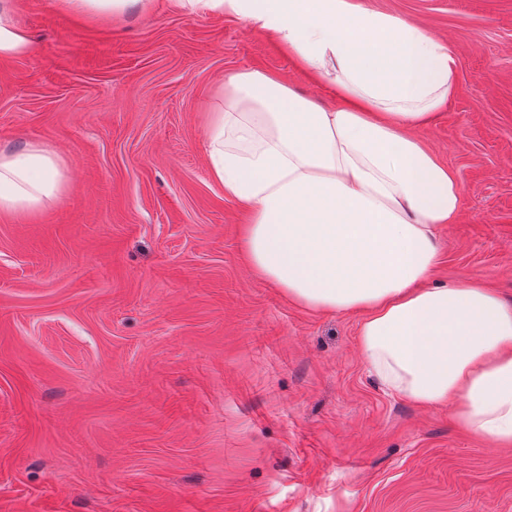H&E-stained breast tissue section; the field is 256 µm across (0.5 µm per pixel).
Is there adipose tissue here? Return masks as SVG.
Here are the masks:
<instances>
[{
  "instance_id": "obj_1",
  "label": "adipose tissue",
  "mask_w": 512,
  "mask_h": 512,
  "mask_svg": "<svg viewBox=\"0 0 512 512\" xmlns=\"http://www.w3.org/2000/svg\"><path fill=\"white\" fill-rule=\"evenodd\" d=\"M229 13L288 47L336 89L324 108L260 70L229 75L210 113L211 179L249 215L253 274L310 309L358 312L359 348L390 395L451 402L471 435L512 446V303L481 281L430 286L439 230L463 189L417 128L454 88L457 59L421 26L354 0H169ZM0 0V59L31 41ZM64 166L37 142L0 147V213L55 202Z\"/></svg>"
}]
</instances>
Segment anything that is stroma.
I'll return each instance as SVG.
<instances>
[{
	"label": "stroma",
	"instance_id": "obj_1",
	"mask_svg": "<svg viewBox=\"0 0 512 512\" xmlns=\"http://www.w3.org/2000/svg\"><path fill=\"white\" fill-rule=\"evenodd\" d=\"M457 58L421 137L458 174L432 280L512 300V0H356ZM0 146L65 162L59 199L0 214V512H512V447L449 404L386 395L356 312L255 277L248 216L208 172L224 78L335 91L229 14L166 0L90 20L17 0Z\"/></svg>",
	"mask_w": 512,
	"mask_h": 512
}]
</instances>
